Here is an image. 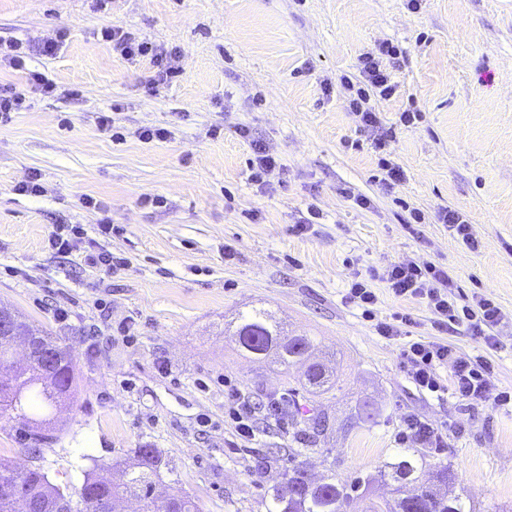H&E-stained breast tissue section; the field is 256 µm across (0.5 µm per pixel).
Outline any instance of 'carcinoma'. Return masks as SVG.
Instances as JSON below:
<instances>
[{
	"instance_id": "carcinoma-1",
	"label": "carcinoma",
	"mask_w": 512,
	"mask_h": 512,
	"mask_svg": "<svg viewBox=\"0 0 512 512\" xmlns=\"http://www.w3.org/2000/svg\"><path fill=\"white\" fill-rule=\"evenodd\" d=\"M3 314L15 318L17 335L0 340V413L11 411L24 420L31 441L30 467L15 469L0 458V512H20L18 500L28 503L29 512H119L126 496L142 503V512H200L188 496L173 495L159 504L153 497L154 478L160 475V452L144 445L133 449L132 460L122 463L124 480L115 483L98 472V464L82 470V482H56L45 471L40 445L52 439L47 430L49 411L70 399L78 388L79 369L71 348L52 333L30 325L8 309ZM229 335L258 362L288 370L300 363L305 370L301 387L311 395H324L338 388L339 378L318 355L319 343L310 336H292L272 312L254 308L238 315L236 325H228ZM25 340L38 343V351L19 364L11 349ZM379 481L393 487L394 498L372 504L370 512H474L467 496L450 497L441 487L454 481L449 463L430 465L416 448H402L385 461ZM374 477H356L347 482L331 477L315 480L307 470L294 467L267 492V512H348L354 493H367Z\"/></svg>"
}]
</instances>
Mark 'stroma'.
Returning a JSON list of instances; mask_svg holds the SVG:
<instances>
[{
	"label": "stroma",
	"instance_id": "1",
	"mask_svg": "<svg viewBox=\"0 0 512 512\" xmlns=\"http://www.w3.org/2000/svg\"><path fill=\"white\" fill-rule=\"evenodd\" d=\"M113 25L178 49V77L151 90L149 60L97 40ZM59 31L63 47L32 65L77 97L34 95L0 124V303L65 340L82 372L52 415L50 478L81 483L91 462L149 444L168 463L155 496L188 494L201 512H266L288 465L373 474L412 415L446 432V448L426 455L452 463L454 493H468L475 512H512V407L420 391L399 341L374 326L411 310L415 335L490 356L497 389H512V0H421L415 10L406 0H112L102 12L89 0H0L1 40ZM387 40L402 56L396 94L370 101L395 130L381 153L341 79ZM407 109L422 115L409 127L399 123ZM145 127L170 136L144 141ZM253 137L284 168L265 193L251 180ZM383 155L404 172L390 189L377 180ZM34 171L42 192L19 194ZM311 204L322 222L296 235ZM411 207L426 217L416 234L404 227ZM446 209L472 223L478 248L449 237ZM60 224L82 228V251L112 252L123 266L56 255L48 238ZM403 261L448 268L459 304H498V349L463 326L437 330L425 305L394 298L380 274ZM370 270L372 321L344 298ZM254 306L336 354L341 388L314 400L330 420L315 443L296 442L268 411L295 376L259 368L224 334ZM228 382L259 406L254 439L224 418ZM363 399L380 410L370 426L355 417Z\"/></svg>",
	"mask_w": 512,
	"mask_h": 512
}]
</instances>
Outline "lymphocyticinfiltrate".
<instances>
[{
	"label": "lymphocytic infiltrate",
	"mask_w": 512,
	"mask_h": 512,
	"mask_svg": "<svg viewBox=\"0 0 512 512\" xmlns=\"http://www.w3.org/2000/svg\"><path fill=\"white\" fill-rule=\"evenodd\" d=\"M97 38L127 59H150L154 67L151 86L168 84L179 73L173 64L175 51L156 46L131 31L114 26L105 27L100 30ZM58 47L59 42L55 39L37 47L16 40L0 49V63H7L11 68L25 72L27 79V87L23 90L0 87V124L9 122L12 113L29 108V91H37L46 96L57 94L58 85L44 73L29 69L28 64L36 55H54ZM395 55L396 49L388 41L378 44L375 51L363 55L360 70L362 84L357 87L354 98L349 102L351 112L356 114L362 127L374 131V146L379 150L386 148L394 132L381 127L370 100L374 97L386 100L395 94L396 86L387 68L388 62L394 60ZM384 280L393 296L426 304L434 316L433 324L437 329L464 325L473 335L481 338L485 346L497 348L498 340L494 330L502 321L499 307L482 296L475 297L472 304L458 305L452 292L454 281L447 268L432 263H395L388 268ZM415 324L412 314L404 313L396 315L393 321L377 323L376 331L388 339H402L401 363L419 390L438 395L451 394L466 406L489 401L502 406L512 401V394L493 392L496 367L490 358L465 356L451 345L413 335ZM443 366L449 367V377L440 376L439 369Z\"/></svg>",
	"instance_id": "1"
}]
</instances>
